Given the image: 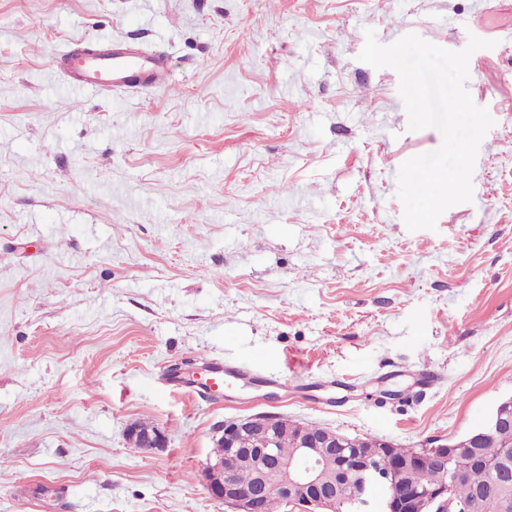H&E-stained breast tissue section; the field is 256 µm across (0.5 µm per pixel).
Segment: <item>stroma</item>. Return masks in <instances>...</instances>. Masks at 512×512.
<instances>
[{
    "instance_id": "obj_1",
    "label": "stroma",
    "mask_w": 512,
    "mask_h": 512,
    "mask_svg": "<svg viewBox=\"0 0 512 512\" xmlns=\"http://www.w3.org/2000/svg\"><path fill=\"white\" fill-rule=\"evenodd\" d=\"M369 29L488 43L473 199L432 230L407 229L397 173L442 136L359 61ZM100 38L163 52L171 87L71 90L60 54ZM500 101L512 0H0V512H232L201 472L258 413L408 448L483 426L512 397ZM210 360L252 377L172 385ZM136 423L166 446L133 447Z\"/></svg>"
}]
</instances>
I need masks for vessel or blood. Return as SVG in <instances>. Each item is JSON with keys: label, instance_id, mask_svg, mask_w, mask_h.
Instances as JSON below:
<instances>
[{"label": "vessel or blood", "instance_id": "1", "mask_svg": "<svg viewBox=\"0 0 512 512\" xmlns=\"http://www.w3.org/2000/svg\"><path fill=\"white\" fill-rule=\"evenodd\" d=\"M69 83L76 89L101 92L118 90L147 91L168 87L169 72L162 54L144 55L109 41L89 53L67 52L63 59ZM206 374L197 381L196 391L217 393L226 377L246 379L243 371L227 372L222 364L205 363Z\"/></svg>", "mask_w": 512, "mask_h": 512}]
</instances>
